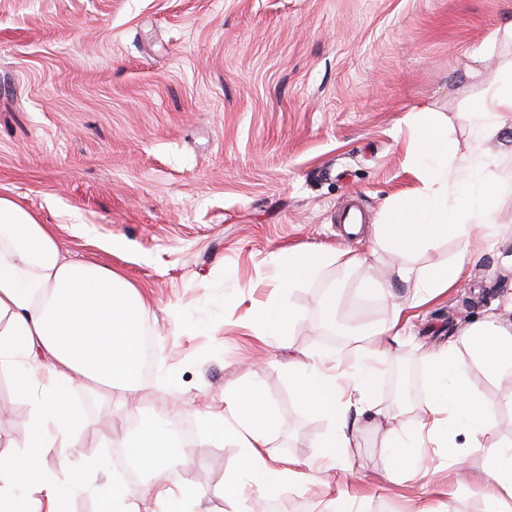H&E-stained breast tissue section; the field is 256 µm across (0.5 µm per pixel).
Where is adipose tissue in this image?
I'll use <instances>...</instances> for the list:
<instances>
[{"mask_svg":"<svg viewBox=\"0 0 512 512\" xmlns=\"http://www.w3.org/2000/svg\"><path fill=\"white\" fill-rule=\"evenodd\" d=\"M406 126L419 132L423 148L414 159L419 181L412 201L395 208L396 217L379 225L377 240L398 257L454 240L460 254L435 270L399 265L396 281L405 294L393 303L390 320L380 328L387 341L366 352L349 370L330 367L327 357L296 365L293 381L299 401L329 422L322 445L349 447L356 421L375 414L369 389L394 344L400 343L408 310L426 305L466 275L477 230L506 232L496 213V200L512 184V167L486 152L487 142L499 138L512 123V71L499 76L468 113L474 154L456 157L447 134L437 131L422 113L403 116ZM338 270L362 268L361 256L349 252H289L281 262V297L263 307L257 322L266 335H282L298 317L286 294L323 264ZM147 305L136 287L109 267L69 258L51 225L38 223L29 212L0 196V369L15 372L18 389L34 398L30 437L23 450H0V503L9 512H60L58 488L40 460L48 448L68 442L77 416L72 391L85 389L101 400L131 398L138 390L137 364L141 353V325ZM432 388L421 406V417L406 433L408 447L434 445L448 451V466L456 468L458 430H466L471 447L487 432L498 414L471 388L468 365L479 367L488 379L512 374V322L479 320L460 340L439 350L421 349ZM225 439L243 449L236 472L224 478V495L237 499L250 480L263 484L265 497L277 494L269 483L278 472L277 459L266 456L268 436L276 426L262 393L255 388L225 390L224 402L211 414ZM132 452L139 467L153 477L151 491L169 512H182L195 502L192 489L172 484L169 471L191 455L189 446L172 447L168 436L151 426L139 434ZM490 478L485 487L487 512H512V443L484 449Z\"/></svg>","mask_w":512,"mask_h":512,"instance_id":"1","label":"adipose tissue"}]
</instances>
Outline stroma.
Wrapping results in <instances>:
<instances>
[{"mask_svg": "<svg viewBox=\"0 0 512 512\" xmlns=\"http://www.w3.org/2000/svg\"><path fill=\"white\" fill-rule=\"evenodd\" d=\"M512 0H0V195L56 225L72 259L119 271L145 296L152 361L135 403L102 405L74 393L80 422L42 466L66 512H102L123 482L137 427H182L191 457L170 478L201 494L208 512L256 499L245 483L236 503L220 486L243 450L205 424L225 389L258 388L279 423L266 448L276 458L317 452L326 419L299 402L289 355L359 356L391 303L361 274L319 268L291 290L299 318L291 346L262 335L256 310L278 284L281 254L352 251L366 274L388 276L395 257L376 240L395 201L419 185L407 147V112L445 119L458 153L470 154L465 120L503 70L512 41L502 24ZM359 200L364 222L346 234L336 214ZM512 235L489 236L465 279L413 310L412 341L399 346L371 388L378 409L395 407L403 374L423 375L418 343L458 339L491 316L512 289ZM368 335L325 341L330 285ZM470 384L500 406L484 446L512 441V378ZM30 396L0 370V443L29 440ZM392 424L364 422L345 468L333 475L352 512H485L482 449L459 451V469L438 468L442 448L418 454L431 474L387 480ZM85 469L81 486L69 475ZM279 512H319L320 475L277 478Z\"/></svg>", "mask_w": 512, "mask_h": 512, "instance_id": "obj_1", "label": "stroma"}]
</instances>
